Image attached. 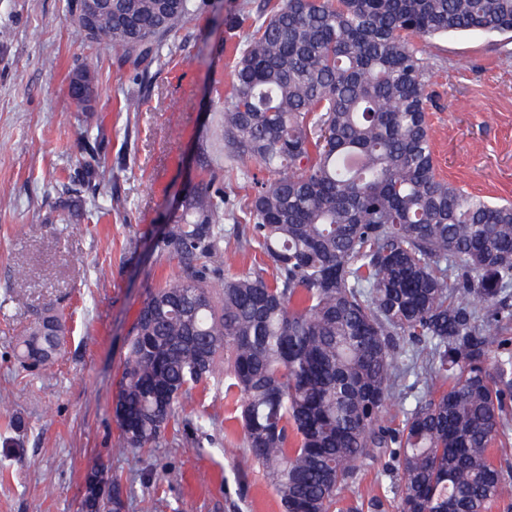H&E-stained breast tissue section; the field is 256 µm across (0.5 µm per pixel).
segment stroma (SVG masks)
<instances>
[{"label":"stroma","instance_id":"stroma-1","mask_svg":"<svg viewBox=\"0 0 512 512\" xmlns=\"http://www.w3.org/2000/svg\"><path fill=\"white\" fill-rule=\"evenodd\" d=\"M194 2L158 58L134 67L80 35L67 0H0V399L10 405L0 411V512H81L96 463L121 485L125 512H283L246 457L225 385L193 387L154 447L114 452L129 329L148 292L183 272L165 245L178 203L209 178L241 214L260 172L247 158L226 167L216 103L230 92L238 49L277 0ZM421 46L437 177L512 200V37L454 33ZM85 66L97 84L90 112L67 90ZM131 95L138 111L126 109ZM225 229L207 276L223 273L248 227ZM236 253L237 269L271 274L261 252ZM49 309L66 320L62 352L32 374L17 342ZM397 484L381 458L361 469L350 496L397 512Z\"/></svg>","mask_w":512,"mask_h":512}]
</instances>
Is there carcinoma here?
<instances>
[{
    "mask_svg": "<svg viewBox=\"0 0 512 512\" xmlns=\"http://www.w3.org/2000/svg\"><path fill=\"white\" fill-rule=\"evenodd\" d=\"M84 7L68 0L79 32L144 62L193 4L112 0L90 32ZM471 31L512 33V0H279L256 26L220 108L229 157L271 173L251 178L238 250H259L276 277L199 274L224 220H242L197 184L166 237L185 275L147 295L129 333L113 400L122 449L156 442L180 397L227 370L248 459L284 512H361L345 504L350 481L380 457L401 474L400 512L512 497L490 460L512 428V203L436 177L417 44ZM62 336L42 317L19 360L51 363ZM408 373L423 384L412 407L395 391ZM108 486L81 512H125Z\"/></svg>",
    "mask_w": 512,
    "mask_h": 512,
    "instance_id": "1",
    "label": "carcinoma"
}]
</instances>
